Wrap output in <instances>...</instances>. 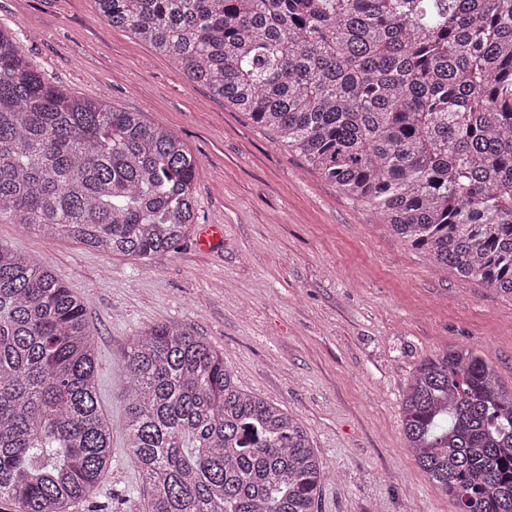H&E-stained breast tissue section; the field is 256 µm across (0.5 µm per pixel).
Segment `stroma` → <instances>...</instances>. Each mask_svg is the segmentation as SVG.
Wrapping results in <instances>:
<instances>
[{
    "mask_svg": "<svg viewBox=\"0 0 512 512\" xmlns=\"http://www.w3.org/2000/svg\"><path fill=\"white\" fill-rule=\"evenodd\" d=\"M0 26L27 36L49 82L141 113L198 162V222L161 258L0 224L1 246L89 301L112 473L72 512H146L120 362L135 331L168 321L222 351L244 390L300 419L331 472L316 512H456L407 450L404 394L423 359L459 345L484 353L511 391L512 295L436 270L269 131L109 25L95 0H0Z\"/></svg>",
    "mask_w": 512,
    "mask_h": 512,
    "instance_id": "stroma-1",
    "label": "stroma"
}]
</instances>
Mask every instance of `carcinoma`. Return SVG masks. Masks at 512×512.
<instances>
[{
  "label": "carcinoma",
  "mask_w": 512,
  "mask_h": 512,
  "mask_svg": "<svg viewBox=\"0 0 512 512\" xmlns=\"http://www.w3.org/2000/svg\"><path fill=\"white\" fill-rule=\"evenodd\" d=\"M112 26L375 211L434 266L512 294V0H96ZM0 27V223L162 256L197 162L139 112L47 81ZM87 300L0 245V503L71 512L112 473ZM122 427L147 512H315L298 418L180 322L130 339ZM407 448L457 512H512V392L462 347L422 361Z\"/></svg>",
  "instance_id": "carcinoma-1"
}]
</instances>
